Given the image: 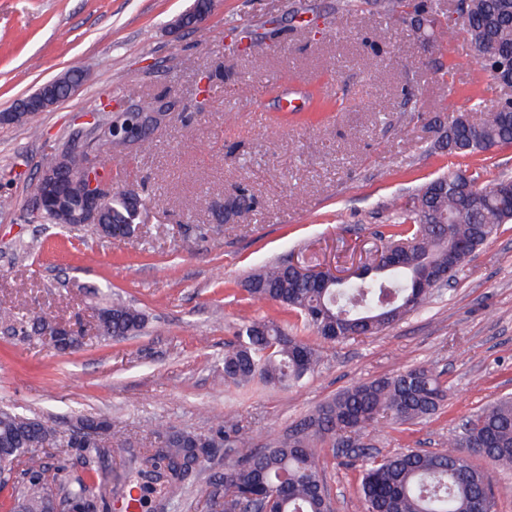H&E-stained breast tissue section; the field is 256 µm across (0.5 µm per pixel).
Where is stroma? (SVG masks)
Returning a JSON list of instances; mask_svg holds the SVG:
<instances>
[{
  "instance_id": "stroma-1",
  "label": "stroma",
  "mask_w": 512,
  "mask_h": 512,
  "mask_svg": "<svg viewBox=\"0 0 512 512\" xmlns=\"http://www.w3.org/2000/svg\"><path fill=\"white\" fill-rule=\"evenodd\" d=\"M430 41L410 19L385 23L373 0H212L194 29L174 20L194 0H0V112L43 83L83 70L80 89L23 124H0V308L92 322L108 295L146 314L136 336L88 334L61 352L0 331V406L67 427L79 415L148 446L165 425L207 430L231 416L254 444L343 389L417 365L448 390L415 425L371 428L374 450H444L461 419L512 394V223L477 249L448 288L382 334L322 343L298 384L225 385L224 344L242 322L293 324L272 302L247 300L259 267L291 259L344 272L380 248L393 198L452 168L482 180L512 175V145L461 156L433 149L453 109L492 108L495 80L472 60L450 0ZM209 81L208 100L197 88ZM168 103L149 145L101 149L114 190L149 200L139 232L104 239L87 226L27 219L29 182L64 146L90 141L87 114L119 102ZM316 89L343 100L313 124L285 120ZM250 210L227 205L239 194ZM336 512H361L358 475L326 463Z\"/></svg>"
}]
</instances>
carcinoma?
<instances>
[{
  "label": "carcinoma",
  "mask_w": 512,
  "mask_h": 512,
  "mask_svg": "<svg viewBox=\"0 0 512 512\" xmlns=\"http://www.w3.org/2000/svg\"><path fill=\"white\" fill-rule=\"evenodd\" d=\"M379 13L420 16L418 31L434 29L437 14L415 0H375ZM472 55L490 74L512 67V0H457ZM339 107L328 96H310L309 113ZM483 112L477 118L476 112ZM512 144V106L458 110L448 123L439 148L471 155ZM501 177L481 184L468 169L448 170L425 184L409 201L392 204L393 223L380 234L385 239L380 263L341 281L329 272L318 286L311 275L289 263L266 266L247 277L250 298L280 304L293 312L303 329L327 342L374 336L417 311L436 290L429 281L413 284L421 264L448 270L453 279L467 258L512 222L509 186ZM145 199L116 192L107 200L99 223L100 235L113 224L137 230V211ZM99 335L133 336L146 324L145 314L121 296L101 309ZM10 337L30 342L51 327L43 312L0 313ZM320 361L315 344L276 321L247 320L224 345V384L252 382L289 387L312 373ZM447 390L427 366L359 382L293 422L275 441L250 448L211 476V492L231 497L230 512H333L324 481V451L342 466L357 469L363 512H494L493 471L475 467L471 459L488 456L493 466L512 468V396L481 407L462 420L460 432L446 451L406 449L381 454L367 451L368 428L406 424L436 414ZM147 448L131 456L129 470L163 489L161 510L181 497L202 462L217 448H242L246 437L236 423L220 420L207 433L167 426L152 432ZM112 421L81 416L59 428L38 418L0 409V458L16 469L12 512H108L97 484L101 464L114 446ZM76 455L81 473L58 480Z\"/></svg>",
  "instance_id": "obj_1"
}]
</instances>
